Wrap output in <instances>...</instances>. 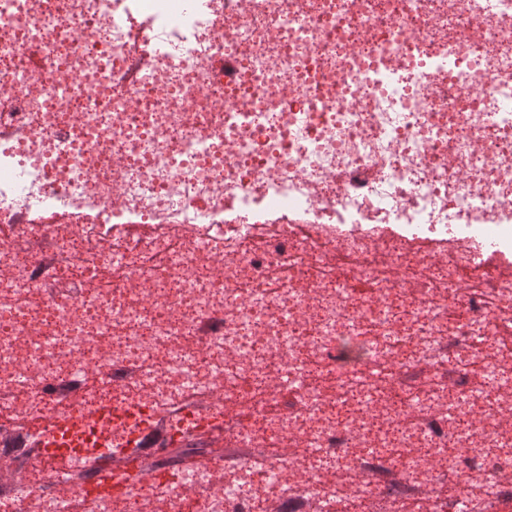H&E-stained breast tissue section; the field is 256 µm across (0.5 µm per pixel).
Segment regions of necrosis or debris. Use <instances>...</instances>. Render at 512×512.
<instances>
[{"label":"necrosis or debris","mask_w":512,"mask_h":512,"mask_svg":"<svg viewBox=\"0 0 512 512\" xmlns=\"http://www.w3.org/2000/svg\"><path fill=\"white\" fill-rule=\"evenodd\" d=\"M508 100L512 0H0V413L157 416L24 433L0 512L217 427L241 456L87 500L511 497ZM128 409L112 408V403L96 408L90 415L74 418L59 414L46 416L33 422L44 437V448L64 455L83 452L88 447L93 432L112 426V419H127Z\"/></svg>","instance_id":"1"}]
</instances>
